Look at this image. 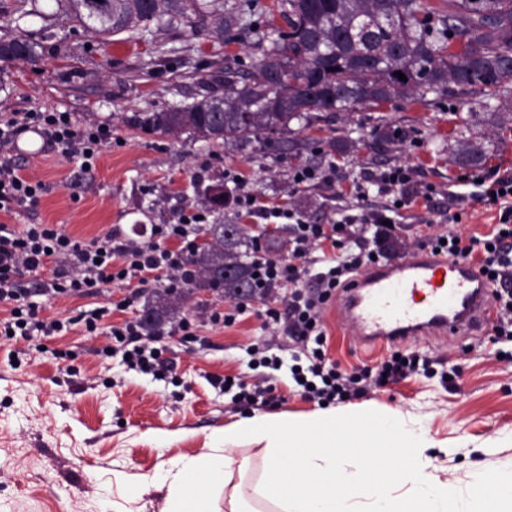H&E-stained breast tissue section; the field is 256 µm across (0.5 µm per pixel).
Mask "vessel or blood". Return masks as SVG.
<instances>
[{"mask_svg": "<svg viewBox=\"0 0 512 512\" xmlns=\"http://www.w3.org/2000/svg\"><path fill=\"white\" fill-rule=\"evenodd\" d=\"M491 305L476 266L428 251L370 267L336 296L346 327L367 346L481 333Z\"/></svg>", "mask_w": 512, "mask_h": 512, "instance_id": "obj_1", "label": "vessel or blood"}]
</instances>
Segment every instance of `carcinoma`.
I'll list each match as a JSON object with an SVG mask.
<instances>
[{
	"mask_svg": "<svg viewBox=\"0 0 512 512\" xmlns=\"http://www.w3.org/2000/svg\"><path fill=\"white\" fill-rule=\"evenodd\" d=\"M57 2L100 37L127 33L143 39L172 24L193 33L241 27L239 15L221 0ZM278 8L287 29L269 23L268 45L251 72L241 76L224 67V95L155 112L146 125L163 133L184 131L198 141L249 140L287 131L314 112L424 100L450 84L478 86L493 97L512 84V0H279ZM459 36L471 44L463 55L448 52ZM38 59L35 43L0 40V60ZM269 84L276 86L271 96L264 91ZM257 259L250 234H215L190 256L199 273L193 285L230 299H253ZM182 299L175 294L145 306L143 327L151 332L162 317H174Z\"/></svg>",
	"mask_w": 512,
	"mask_h": 512,
	"instance_id": "obj_1",
	"label": "carcinoma"
}]
</instances>
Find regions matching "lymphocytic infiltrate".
<instances>
[{
    "label": "lymphocytic infiltrate",
    "mask_w": 512,
    "mask_h": 512,
    "mask_svg": "<svg viewBox=\"0 0 512 512\" xmlns=\"http://www.w3.org/2000/svg\"><path fill=\"white\" fill-rule=\"evenodd\" d=\"M42 137L47 148L68 159L78 161L81 168L94 164L101 149L111 144L112 129L107 125L81 126L66 112H13L0 116V212L12 213L39 204L44 192L41 182L24 178L11 160L19 137L27 132ZM226 177L240 192L239 208L263 220H289L291 238L284 259L259 261L254 279L258 296L272 295L276 289L285 294L279 305L267 306L263 312L266 324H284L288 337L297 343L291 367L300 378L304 394L321 402H345L367 396L371 390L395 382L419 371H430L431 361L416 352L396 353L380 368L362 366L342 372L327 363L329 334L323 313L361 269L386 262L393 256L403 227L391 224L399 207L416 199L432 201L437 193L434 185H422L413 178L409 167L396 166L372 177L370 182H357L354 193L365 200L370 188H377L386 201L376 208H364L356 214H341L330 224H308L290 209L269 207L257 194L242 190L238 174ZM459 191L448 194L449 207L444 218L455 223L463 199L462 187L473 189L474 197L498 208V222L489 233L462 236L456 232L428 236L424 246L432 253L453 260L473 263L485 276L491 290L495 319L490 341L495 356L512 361V351H504L500 342H512V175L492 168H477L459 178ZM204 227L198 213L183 216L177 224H158L152 229V241L135 243L120 228H112L91 241L74 238L53 224H25L16 228L0 224V304H8L9 316L0 320V337L30 342L64 336L73 326H82L86 335H97L101 321L109 310L126 311L141 296L149 282L165 283L171 292H182L195 277L189 265L190 254L197 248V238ZM178 240V248H168V240ZM330 243L332 255L322 254L323 243ZM50 272L35 293L18 286L23 275L40 276ZM127 283L129 293L112 307L78 311L66 319L42 316L40 297H93L104 285ZM179 338L181 343L197 342V328L183 318L169 331H156L151 341H144L140 321L124 320L112 325L110 341L102 346L99 356L108 358L122 353L134 369L166 373L169 364L159 343L165 335Z\"/></svg>",
    "instance_id": "f902f5d3"
}]
</instances>
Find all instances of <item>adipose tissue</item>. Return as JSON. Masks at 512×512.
<instances>
[{
    "mask_svg": "<svg viewBox=\"0 0 512 512\" xmlns=\"http://www.w3.org/2000/svg\"><path fill=\"white\" fill-rule=\"evenodd\" d=\"M258 445L257 457L233 445ZM224 447L176 460L162 512H502L512 471L476 474L459 491L430 469L428 441L375 410L327 409L301 417L257 414L224 428Z\"/></svg>",
    "mask_w": 512,
    "mask_h": 512,
    "instance_id": "obj_1",
    "label": "adipose tissue"
}]
</instances>
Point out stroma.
<instances>
[{
	"mask_svg": "<svg viewBox=\"0 0 512 512\" xmlns=\"http://www.w3.org/2000/svg\"><path fill=\"white\" fill-rule=\"evenodd\" d=\"M242 12L243 27L209 38L183 27H164L153 41L120 34L104 43L75 25L56 0H39L40 15L0 0V37L38 45L37 63L0 62L1 112H67L81 125L112 128L90 172L62 156L17 155L23 176L45 190L33 210L0 212V224H58L83 240L120 226L132 240L151 239L155 224L178 223L183 213L202 211L208 224H248L250 215L229 201L217 209L209 191L238 172L269 206L295 210L311 224L332 223L338 211L356 207L353 184L378 170L405 165L418 180L444 189L467 173L457 161L460 144L482 157L485 167L512 174V90L486 100L471 90H453L423 101L400 100L354 112L319 113L309 124L248 142H202L189 133L165 134L143 119L222 94L224 67L247 73L260 57L257 41L278 0H224ZM397 131L392 142L385 131ZM335 166L331 185L293 189L295 168ZM447 197L401 209L406 227L401 251L421 249L425 221L445 230L439 213ZM122 286L106 285L99 296L43 299V316L65 318L121 298ZM217 293L188 294L182 314L195 321L199 342L167 339L170 370L158 377L131 370L115 356L98 357L105 335L73 327L51 340L71 348L72 361L36 352L17 354L0 339V512H161V478L179 457L205 446L223 447L224 427L256 414L224 390L222 377L272 376L268 414L303 416L319 404L305 399L289 367L269 371L251 362L249 345L269 341V353L288 358V343L270 338L258 317L266 301L234 326L212 325L206 310L225 308ZM328 353L345 371L377 365L393 352L414 350L440 364L433 372L388 384L352 407H371L420 429L435 442L427 454L441 479L467 488L479 470H512V363L495 358L487 335L418 340L362 347L343 325L335 306L324 315ZM461 373L451 388L449 366Z\"/></svg>",
	"mask_w": 512,
	"mask_h": 512,
	"instance_id": "obj_1",
	"label": "stroma"
}]
</instances>
